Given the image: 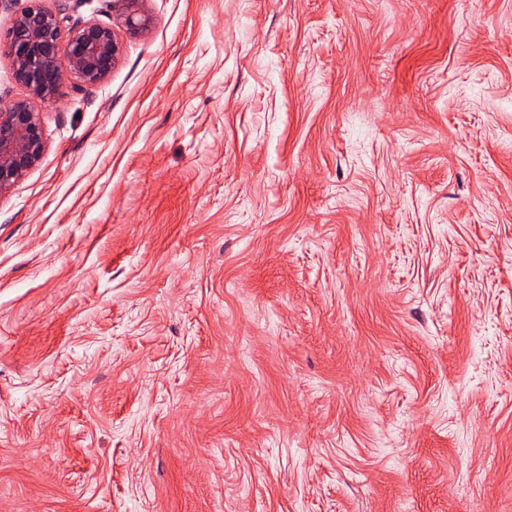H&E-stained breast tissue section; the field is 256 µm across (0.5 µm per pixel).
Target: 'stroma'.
<instances>
[{
    "mask_svg": "<svg viewBox=\"0 0 512 512\" xmlns=\"http://www.w3.org/2000/svg\"><path fill=\"white\" fill-rule=\"evenodd\" d=\"M0 196V512H512V0H145Z\"/></svg>",
    "mask_w": 512,
    "mask_h": 512,
    "instance_id": "stroma-1",
    "label": "stroma"
}]
</instances>
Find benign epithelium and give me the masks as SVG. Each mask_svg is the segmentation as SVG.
<instances>
[{
    "mask_svg": "<svg viewBox=\"0 0 512 512\" xmlns=\"http://www.w3.org/2000/svg\"><path fill=\"white\" fill-rule=\"evenodd\" d=\"M48 9L26 0L0 39V54L11 62L27 95L0 112V195L40 161L45 142L39 107L56 102L63 88L90 91L116 66L120 43L114 30L96 23L69 24L68 0ZM144 0H113L122 27L141 32L151 25Z\"/></svg>",
    "mask_w": 512,
    "mask_h": 512,
    "instance_id": "benign-epithelium-1",
    "label": "benign epithelium"
}]
</instances>
